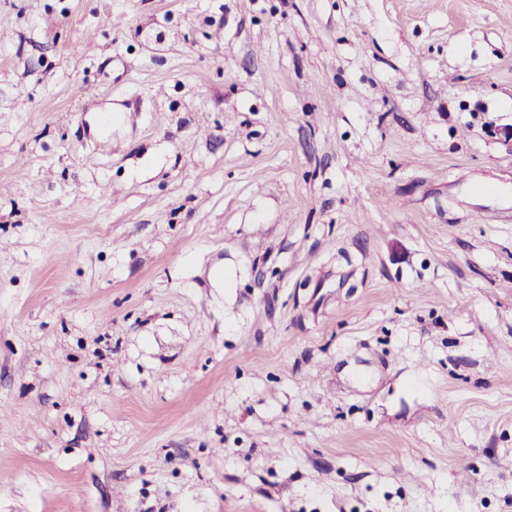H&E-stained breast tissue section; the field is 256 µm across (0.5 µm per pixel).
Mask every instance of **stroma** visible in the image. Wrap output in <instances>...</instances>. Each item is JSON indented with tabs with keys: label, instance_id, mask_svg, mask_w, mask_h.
<instances>
[{
	"label": "stroma",
	"instance_id": "1",
	"mask_svg": "<svg viewBox=\"0 0 512 512\" xmlns=\"http://www.w3.org/2000/svg\"><path fill=\"white\" fill-rule=\"evenodd\" d=\"M512 0H0V512H512Z\"/></svg>",
	"mask_w": 512,
	"mask_h": 512
}]
</instances>
